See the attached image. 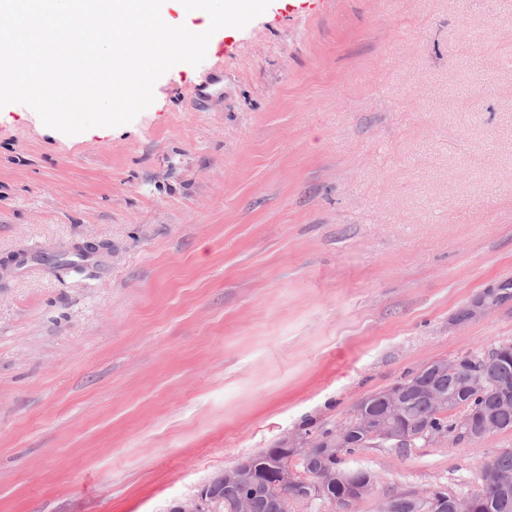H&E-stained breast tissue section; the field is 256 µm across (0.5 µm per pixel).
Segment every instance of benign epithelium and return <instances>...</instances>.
I'll list each match as a JSON object with an SVG mask.
<instances>
[{
    "label": "benign epithelium",
    "mask_w": 512,
    "mask_h": 512,
    "mask_svg": "<svg viewBox=\"0 0 512 512\" xmlns=\"http://www.w3.org/2000/svg\"><path fill=\"white\" fill-rule=\"evenodd\" d=\"M500 285H493L477 294L463 308L462 317H457L454 323L473 322L486 317L491 311L504 304L498 291ZM426 374L438 377L453 373L462 375L468 386L475 390H484L488 384V377L483 370L473 369L463 364L458 359L437 360L425 366ZM420 394L423 398L435 405L448 409V413L455 416L458 421V430L468 440L481 439L484 436L498 431L494 419H489L480 428L473 429L468 416L459 413L451 394L439 389L432 384L417 385L415 382L406 384H394L383 390V400L386 403V414L377 418L361 410L352 421V425L361 429L364 439L359 447L367 448L371 445L381 446L389 444L394 447L404 448L411 444L415 438L424 437L436 440L445 436V433L429 432L419 424H402L400 418L405 408L408 395ZM350 432L340 429L336 435L327 440H307L302 437L285 436L278 442V448L284 450L287 457L297 460H308L311 457L325 461L329 457L340 454L342 448L348 446ZM227 481L247 485L253 479V467L250 461L242 460L234 466L224 470ZM297 482V479L289 470L280 472L276 479L269 481L263 488L264 494L270 500L282 504L288 499V486ZM341 485L344 488L342 502H356L371 493V487L367 481L358 477V472L353 469L345 470V473L336 472V466H320V469L309 474L303 479L304 492L308 496H320L330 487ZM180 512H222L220 501L215 495L206 490H200L193 498L181 504Z\"/></svg>",
    "instance_id": "7a95c632"
}]
</instances>
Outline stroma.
<instances>
[{
    "label": "stroma",
    "mask_w": 512,
    "mask_h": 512,
    "mask_svg": "<svg viewBox=\"0 0 512 512\" xmlns=\"http://www.w3.org/2000/svg\"><path fill=\"white\" fill-rule=\"evenodd\" d=\"M132 122L0 109V512H171L435 360L512 342V0H272ZM106 244L80 270L23 245ZM512 430L360 448L395 495L479 489ZM502 282L497 285L486 288L483 292L477 294L463 308L462 317L455 318V324L464 322H473L486 317L491 311L500 307L507 301L501 300L498 288H501Z\"/></svg>",
    "instance_id": "1"
}]
</instances>
